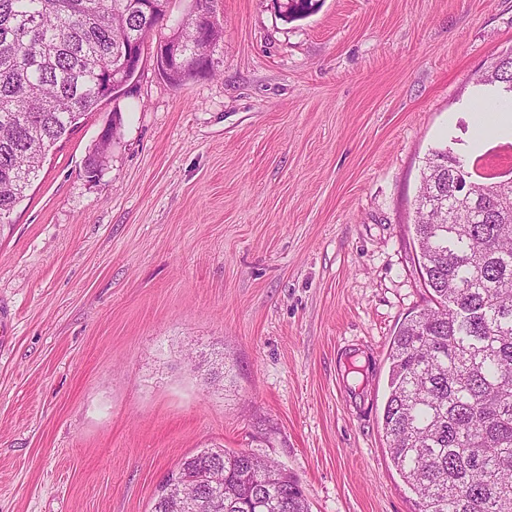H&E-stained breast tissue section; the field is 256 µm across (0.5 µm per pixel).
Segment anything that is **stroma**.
<instances>
[{
	"label": "stroma",
	"mask_w": 512,
	"mask_h": 512,
	"mask_svg": "<svg viewBox=\"0 0 512 512\" xmlns=\"http://www.w3.org/2000/svg\"><path fill=\"white\" fill-rule=\"evenodd\" d=\"M284 3L218 0L216 73L177 87L152 32L0 224V512H150L213 446L310 512H415L382 431L391 339L434 305L415 200L437 148L512 177V137L469 147L512 0ZM117 118L119 120V113L115 111L112 113V123L108 125V130H106L105 133L101 136L100 140L89 152L85 160L86 172L91 178L98 175L108 160L112 146V128L116 129Z\"/></svg>",
	"instance_id": "obj_1"
}]
</instances>
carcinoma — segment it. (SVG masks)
<instances>
[{"label": "carcinoma", "instance_id": "obj_1", "mask_svg": "<svg viewBox=\"0 0 512 512\" xmlns=\"http://www.w3.org/2000/svg\"><path fill=\"white\" fill-rule=\"evenodd\" d=\"M170 0H0V223L23 199L43 158L85 113L134 78V63ZM169 31L185 54L162 76L173 85L215 74L224 42L215 0ZM316 0H288L290 18ZM512 97V55L477 79ZM112 123L89 152L94 178L108 160ZM420 266L438 307L404 321L388 353L382 429L390 457L417 496V512H512V180L470 177L466 160L435 150L416 199ZM203 448L167 478L207 465L224 471L199 512H309L293 475L253 454ZM157 494L151 512H178Z\"/></svg>", "mask_w": 512, "mask_h": 512}]
</instances>
